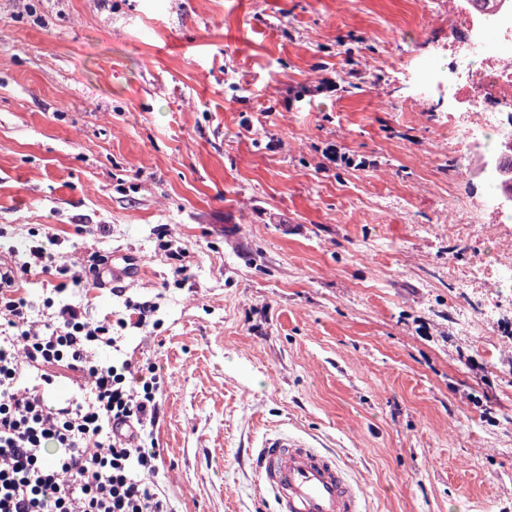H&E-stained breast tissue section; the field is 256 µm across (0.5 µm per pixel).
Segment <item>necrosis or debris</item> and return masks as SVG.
Returning <instances> with one entry per match:
<instances>
[{
    "instance_id": "1",
    "label": "necrosis or debris",
    "mask_w": 512,
    "mask_h": 512,
    "mask_svg": "<svg viewBox=\"0 0 512 512\" xmlns=\"http://www.w3.org/2000/svg\"><path fill=\"white\" fill-rule=\"evenodd\" d=\"M454 18L448 32V68L433 70L424 84L444 82L454 105L452 127L466 165L463 174L484 191V206L498 219L495 229L455 217L459 238L495 232L503 245L501 260L465 269L449 268L460 286L477 282L486 290L512 283V0H448Z\"/></svg>"
}]
</instances>
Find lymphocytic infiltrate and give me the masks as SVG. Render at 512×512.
Segmentation results:
<instances>
[{
    "mask_svg": "<svg viewBox=\"0 0 512 512\" xmlns=\"http://www.w3.org/2000/svg\"><path fill=\"white\" fill-rule=\"evenodd\" d=\"M46 239L0 274V512H175L157 481L165 380L155 363L98 356L120 350L123 330L145 326L149 309L135 304L116 322H97L48 297L45 320L35 321L20 276L54 270L84 285L51 252L56 234ZM65 372L73 393L57 402Z\"/></svg>",
    "mask_w": 512,
    "mask_h": 512,
    "instance_id": "lymphocytic-infiltrate-1",
    "label": "lymphocytic infiltrate"
}]
</instances>
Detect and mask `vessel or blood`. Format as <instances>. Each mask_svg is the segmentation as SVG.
Segmentation results:
<instances>
[{
	"label": "vessel or blood",
	"mask_w": 512,
	"mask_h": 512,
	"mask_svg": "<svg viewBox=\"0 0 512 512\" xmlns=\"http://www.w3.org/2000/svg\"><path fill=\"white\" fill-rule=\"evenodd\" d=\"M254 471L273 512H363L358 488L335 455L278 430L256 450Z\"/></svg>",
	"instance_id": "obj_1"
}]
</instances>
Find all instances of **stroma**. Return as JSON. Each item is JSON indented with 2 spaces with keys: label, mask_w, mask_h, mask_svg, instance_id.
I'll use <instances>...</instances> for the list:
<instances>
[{
  "label": "stroma",
  "mask_w": 512,
  "mask_h": 512,
  "mask_svg": "<svg viewBox=\"0 0 512 512\" xmlns=\"http://www.w3.org/2000/svg\"><path fill=\"white\" fill-rule=\"evenodd\" d=\"M448 27L444 0H0V258L50 230L101 273L62 300L155 305L124 352L168 379L177 512H272L251 452L282 426L366 512H512V284L465 325L486 299L448 267L499 244L453 235L492 216L446 92L417 97Z\"/></svg>",
  "instance_id": "stroma-1"
}]
</instances>
